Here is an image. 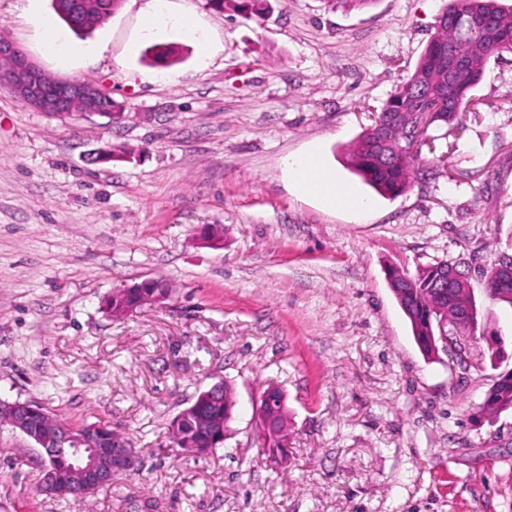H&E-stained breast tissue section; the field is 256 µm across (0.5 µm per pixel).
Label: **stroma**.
<instances>
[{
    "label": "stroma",
    "mask_w": 512,
    "mask_h": 512,
    "mask_svg": "<svg viewBox=\"0 0 512 512\" xmlns=\"http://www.w3.org/2000/svg\"><path fill=\"white\" fill-rule=\"evenodd\" d=\"M447 2L268 0L255 20L171 0L205 55L168 24L141 34L147 0H122L85 37L41 0L65 42L107 46L63 65L28 0H0V33L45 74L96 82L122 108L60 120L0 85V401L109 422L142 459L78 504L43 491L36 446L0 424V512H512V409L479 410L512 369V306L476 290L463 368L422 354L388 282L512 255V54L474 90L486 108L432 127L402 194L347 162ZM154 44L177 52L158 62ZM315 150L365 212L297 188L285 163ZM209 224L222 245L199 240ZM144 280L173 291L109 316L106 298ZM218 382L236 401L223 447L174 448L171 421ZM271 386L288 407L277 468L256 414Z\"/></svg>",
    "instance_id": "35a3bbf8"
}]
</instances>
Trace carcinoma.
Segmentation results:
<instances>
[{"mask_svg": "<svg viewBox=\"0 0 512 512\" xmlns=\"http://www.w3.org/2000/svg\"><path fill=\"white\" fill-rule=\"evenodd\" d=\"M72 9L60 13V17L76 32H89L102 20L111 15L121 0H64ZM332 11L364 9L375 0H323ZM217 11L231 10L247 16H261L266 10V0H208ZM480 15L496 18L490 28H474L467 32L464 22ZM466 57L468 69L461 81L448 84L446 64L448 53ZM512 53V7L506 8L499 0H448V7L439 14L436 33L428 41L415 68L386 100L374 122L363 132L350 148L348 161L354 169L373 187L389 195L403 193L411 183L412 172L418 152L407 150V136L404 129L391 123L394 110L401 107L408 95L418 89L430 98L442 94L452 99L448 110L436 113L437 122L448 125L459 120L464 108L473 109L481 102L472 92L481 82L486 66L493 56ZM443 269L432 264L419 269L416 275L407 276L393 269L391 288L401 308L408 317L413 334L420 349L428 356L438 352L439 332L437 324L441 319H452L455 311L469 301L467 286L456 282L449 288L439 287ZM486 288L512 305V280L487 281ZM139 296L125 301L109 297L106 310L110 316L119 318L126 313V307L133 305ZM235 400L230 386L217 400L201 403L199 415H189L178 426V436L185 442L181 449L216 448L219 443L212 436L211 428L229 423L233 419ZM512 408V371L502 374L485 394L480 406L482 412L493 414ZM98 439L85 436L80 429L82 447L96 445L110 446L112 441L124 438L103 421Z\"/></svg>", "mask_w": 512, "mask_h": 512, "instance_id": "carcinoma-1", "label": "carcinoma"}]
</instances>
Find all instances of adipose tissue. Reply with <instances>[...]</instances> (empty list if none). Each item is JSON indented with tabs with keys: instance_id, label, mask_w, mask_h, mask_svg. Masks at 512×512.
<instances>
[{
	"instance_id": "adipose-tissue-1",
	"label": "adipose tissue",
	"mask_w": 512,
	"mask_h": 512,
	"mask_svg": "<svg viewBox=\"0 0 512 512\" xmlns=\"http://www.w3.org/2000/svg\"><path fill=\"white\" fill-rule=\"evenodd\" d=\"M287 167L303 193L313 195L323 203H337L355 212L367 209V201L354 189L343 184L335 173L326 169L316 153L310 152L288 158Z\"/></svg>"
}]
</instances>
